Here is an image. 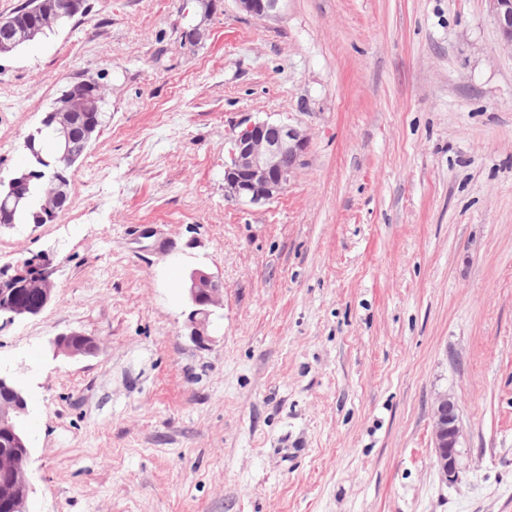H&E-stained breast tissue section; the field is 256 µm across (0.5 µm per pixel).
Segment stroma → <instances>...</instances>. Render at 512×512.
I'll return each instance as SVG.
<instances>
[{
  "label": "stroma",
  "mask_w": 512,
  "mask_h": 512,
  "mask_svg": "<svg viewBox=\"0 0 512 512\" xmlns=\"http://www.w3.org/2000/svg\"><path fill=\"white\" fill-rule=\"evenodd\" d=\"M89 3L0 55L1 179L65 87L107 96L81 219L0 225V266L56 268L50 305L0 325L30 512H512V53L487 0ZM249 118L310 136L261 206L224 198ZM194 268L224 285L203 347ZM71 331L98 355L53 357ZM238 8L262 20L278 19L288 6V0H235ZM456 401L448 394L440 395L432 415V438L438 469L445 480L457 474L456 448L462 434Z\"/></svg>",
  "instance_id": "obj_1"
}]
</instances>
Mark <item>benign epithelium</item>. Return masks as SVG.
Segmentation results:
<instances>
[{
  "mask_svg": "<svg viewBox=\"0 0 512 512\" xmlns=\"http://www.w3.org/2000/svg\"><path fill=\"white\" fill-rule=\"evenodd\" d=\"M238 8L262 20L278 19L288 6V0H235ZM494 20L500 31L502 45L512 51V0H488ZM78 13L75 0L67 2V12H61L55 3L45 0H28L20 14L21 21L0 19V37L17 42L33 41L53 28L62 25V18ZM106 95L104 86L85 79L69 86L57 98L43 120L51 128L57 165L54 173L41 176L43 209L51 213L60 205L59 185L63 173L72 167L78 155L72 135L78 120L89 121V116L102 110ZM309 145L306 132L288 124L269 121L249 123L234 139L230 161L224 164V196L232 201L251 205L265 204L279 197L288 187L291 178L302 165V158ZM38 174L27 170L10 181V192L15 201L25 198L28 184ZM52 259L44 252L35 253L22 265L13 268L11 279L18 288H39L40 299L33 305L5 302L3 297L14 292L0 288V321L7 324L17 319L39 315L54 299L55 282ZM185 290L191 304L188 315L189 335L201 342L208 338L210 317L214 308L221 305L223 288L214 276L202 269L191 270L185 280ZM53 354L69 358L88 357L97 353V344L89 336L83 344L72 342V334H59L51 340ZM0 388L11 392L15 400L0 402V433L11 437L16 450L0 453V471L7 479L0 484V497H5V512H28L29 496L33 492L28 461L32 445L27 431L28 405L22 390L13 382L0 376ZM456 401L440 395L432 415V438L438 469L448 481L457 474L456 448L462 434Z\"/></svg>",
  "mask_w": 512,
  "mask_h": 512,
  "instance_id": "7a95c632",
  "label": "benign epithelium"
}]
</instances>
